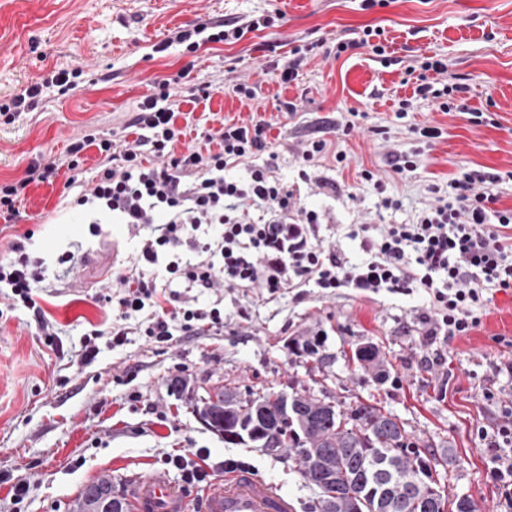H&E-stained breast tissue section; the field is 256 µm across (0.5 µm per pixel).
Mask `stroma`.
I'll return each mask as SVG.
<instances>
[{
	"instance_id": "stroma-1",
	"label": "stroma",
	"mask_w": 512,
	"mask_h": 512,
	"mask_svg": "<svg viewBox=\"0 0 512 512\" xmlns=\"http://www.w3.org/2000/svg\"><path fill=\"white\" fill-rule=\"evenodd\" d=\"M269 20L266 28L249 21ZM238 21L246 30L232 43L202 44L196 52L167 45L176 28L204 21ZM381 29L363 44L365 27ZM353 49L332 56L338 41ZM382 52H375V45ZM306 63L285 83L281 66L293 49ZM446 60L456 90L450 111L416 96L418 84L440 77L425 71L426 57ZM81 70L76 89L44 90L37 107L13 123L0 122V183H15L30 163L61 159L72 139L90 132L116 142L133 140L140 102L159 82H173L181 105L178 127L220 128L222 122L265 121L269 149L254 162L275 159L277 173L325 213L323 235L349 254L358 244L339 228L360 222H408L433 199L429 185L446 188L459 169L500 174L497 208L512 207V0H0V101L13 98L51 72ZM257 85L243 101L229 87ZM209 84V96L198 87ZM409 100L397 118L399 100ZM296 110L276 111L277 101ZM356 112L355 128L341 124ZM441 135L425 142L420 127ZM323 139L329 153L298 178L301 143ZM348 156L339 166L335 151ZM416 153L420 167L400 177L387 152ZM382 176L401 209L379 211V198L361 185V170ZM354 187L356 200L315 192V179ZM66 173L32 184L21 197L22 218L0 220V259L31 233V257L43 259L45 280L35 308L0 297V512H70L82 489L104 474L123 497L131 476L166 472L176 490L191 492L187 512H200L205 487L223 483L222 462L232 461L276 486L295 512H307L315 492L296 460L281 453L225 444L196 409L220 390L252 399L265 391L312 394L349 411L355 401L378 403L403 424L424 455L435 456L447 496L469 497L477 512H512L491 476L490 449L478 428L495 429L500 403L512 398V375L497 363L512 361V292L496 293L489 313L470 335L427 343L419 317L421 293L361 294L350 288L324 297L316 289L273 299L256 288H223L206 304L224 308V327L196 336L174 335L159 346L129 335L113 344L112 307L102 302L112 272L133 266L130 244L89 236L92 210L71 206ZM72 252L75 259L58 264ZM54 324L56 345L39 334V320ZM323 333L320 359L294 354L293 341ZM98 354L83 363L86 343ZM372 344L388 375L377 380L354 358ZM206 450L205 482L185 483L171 464ZM29 492L14 504L12 485Z\"/></svg>"
}]
</instances>
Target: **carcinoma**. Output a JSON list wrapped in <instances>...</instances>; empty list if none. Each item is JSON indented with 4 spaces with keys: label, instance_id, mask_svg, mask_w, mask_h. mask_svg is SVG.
Segmentation results:
<instances>
[{
    "label": "carcinoma",
    "instance_id": "1",
    "mask_svg": "<svg viewBox=\"0 0 512 512\" xmlns=\"http://www.w3.org/2000/svg\"><path fill=\"white\" fill-rule=\"evenodd\" d=\"M355 356L377 378L385 377L375 347H360ZM293 399L285 410L281 393L240 401L225 391L197 413L228 445L295 457L301 476L317 491L308 512H429L432 502L442 509L449 503L454 512H475L467 497L448 502L433 478L431 461L382 408L359 402L345 415L311 395L295 394ZM379 448L389 452L380 456ZM116 504L123 502L112 497V476L107 474L79 494L72 512H110Z\"/></svg>",
    "mask_w": 512,
    "mask_h": 512
}]
</instances>
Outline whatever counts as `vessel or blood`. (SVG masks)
<instances>
[{
    "mask_svg": "<svg viewBox=\"0 0 512 512\" xmlns=\"http://www.w3.org/2000/svg\"><path fill=\"white\" fill-rule=\"evenodd\" d=\"M136 512H185L186 494L176 491L166 474L140 480L131 496ZM204 512H291L288 500L272 485L246 470L225 477L223 484L205 491Z\"/></svg>",
    "mask_w": 512,
    "mask_h": 512,
    "instance_id": "obj_1",
    "label": "vessel or blood"
}]
</instances>
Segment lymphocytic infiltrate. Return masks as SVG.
<instances>
[{
  "instance_id": "1",
  "label": "lymphocytic infiltrate",
  "mask_w": 512,
  "mask_h": 512,
  "mask_svg": "<svg viewBox=\"0 0 512 512\" xmlns=\"http://www.w3.org/2000/svg\"><path fill=\"white\" fill-rule=\"evenodd\" d=\"M52 86L63 94L74 89L71 72L32 85L0 105V116L15 121ZM179 112L167 82H160L134 119L136 139L118 143L87 134L69 145L62 162L31 164L24 180L0 184V217L12 222L28 184L53 183L67 169L68 185L81 187L76 205L100 214L89 225L91 235L101 236L103 224L121 225L138 259L115 276V343L133 331L166 343L177 329L195 336L223 327V311L202 302L221 288H258L271 298L291 288H316L326 296L342 288L403 295L418 288L429 298L426 336L452 339L480 324L491 292L512 290V208H495L491 191L499 175L461 171L449 180L447 195L435 197L411 222L354 225L348 237L360 255L352 259L326 241L323 212L278 178L275 163L252 164L268 146L267 124L201 132L207 149L190 146L178 154ZM91 147L101 156L100 169L83 185L81 154ZM11 250L12 258L0 261V289L33 307L43 263L30 259L24 242ZM133 317L139 323L132 330L126 322ZM478 436L495 449L493 477L512 502V405H505L495 430L479 429Z\"/></svg>"
}]
</instances>
